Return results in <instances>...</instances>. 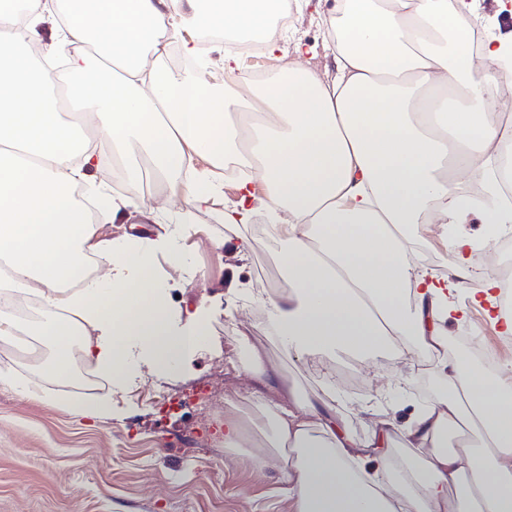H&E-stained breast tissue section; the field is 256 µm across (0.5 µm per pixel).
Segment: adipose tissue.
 Instances as JSON below:
<instances>
[{
	"mask_svg": "<svg viewBox=\"0 0 512 512\" xmlns=\"http://www.w3.org/2000/svg\"><path fill=\"white\" fill-rule=\"evenodd\" d=\"M276 2L29 0L19 16L0 0V290L41 306L25 324L0 309V337L41 338L60 381L78 352L107 381H123L136 346L162 371L178 370L205 341L204 326L170 333L154 248L141 237L115 242L98 220L212 208L224 198V165L244 162L249 174L224 221L247 224L262 209L279 226L288 285L265 307L280 344L301 356L400 359L421 349L437 358L449 392L401 426L373 413L382 437L426 455L383 448L370 471V449L245 335L262 389L248 420L225 416V448L251 433L262 461L288 459L291 512H512V388L461 365L445 327L469 277L467 252L488 243L454 237L449 279L418 262L421 225L465 224L475 212L457 181L498 186L512 129L482 92L512 98V35L498 32L481 0H331L320 15L336 65L327 78L303 47L285 53L296 31L274 26ZM46 23L49 43L38 36ZM181 25L258 32L279 70L255 81L231 51L212 66L220 84L163 67ZM89 43L106 65L91 61ZM198 158L206 169H195ZM145 169L165 191L112 193L109 180ZM463 421L477 443L449 445Z\"/></svg>",
	"mask_w": 512,
	"mask_h": 512,
	"instance_id": "adipose-tissue-1",
	"label": "adipose tissue"
}]
</instances>
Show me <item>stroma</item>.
<instances>
[{
    "instance_id": "1",
    "label": "stroma",
    "mask_w": 512,
    "mask_h": 512,
    "mask_svg": "<svg viewBox=\"0 0 512 512\" xmlns=\"http://www.w3.org/2000/svg\"><path fill=\"white\" fill-rule=\"evenodd\" d=\"M235 198L232 182H225L223 204L195 212L179 228L140 213L103 222L102 232L116 239L175 234L176 246L188 256L186 266L170 270L165 251L155 255L158 274L168 278L170 326L187 328L194 313L209 339L179 373H160L144 363L124 385L113 387L100 380L86 384L79 369L63 385L40 377L29 363L0 361V370L40 385L38 397L28 399L0 387V512H289L279 493L281 467L259 464L244 451L230 453L219 437L225 413L253 405L257 397L258 380L248 373V350L238 340L243 331L262 343L302 394L315 397L335 387L336 412L355 440H379L367 408L399 424L413 418L427 353L415 351L408 367L386 354L301 358L256 318L258 294L284 283L281 272L261 273L264 263L276 262L280 244L257 239L255 225L224 223V207ZM237 236L252 239L241 259L220 246ZM232 279L238 283L233 294L226 288ZM346 368L360 379L359 389L342 381ZM201 388L213 396L212 405L196 402ZM63 392L90 400L111 396V418L71 415L55 403Z\"/></svg>"
}]
</instances>
